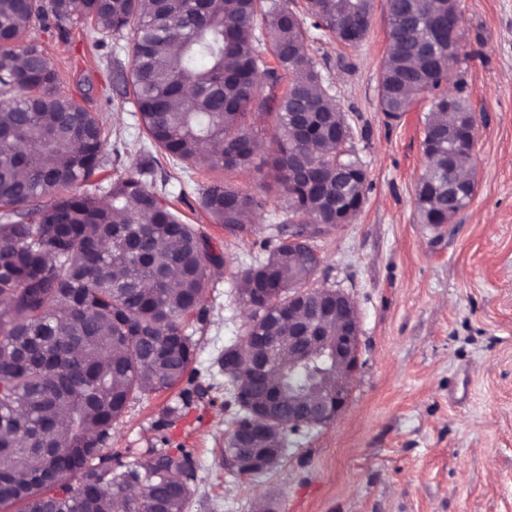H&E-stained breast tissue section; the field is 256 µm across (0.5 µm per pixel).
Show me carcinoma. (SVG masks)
Instances as JSON below:
<instances>
[{
    "instance_id": "1",
    "label": "carcinoma",
    "mask_w": 512,
    "mask_h": 512,
    "mask_svg": "<svg viewBox=\"0 0 512 512\" xmlns=\"http://www.w3.org/2000/svg\"><path fill=\"white\" fill-rule=\"evenodd\" d=\"M458 0H386L388 44L379 106L398 120L431 96L424 123L427 159L414 203L423 224H446L463 206L444 187L472 171V154L448 165V134L467 125V83L453 101L441 90L448 14ZM371 0H0V510L185 512L197 464L184 448L154 449L141 461L105 454L112 425L145 391L179 385L195 356L190 322L204 321L207 265L223 262L209 239L166 196L147 185L159 154L186 171L251 163V117L274 102L279 131L266 191L283 198L288 223L311 240L364 203L366 178L353 166L345 115L309 53L315 29L345 46L369 30ZM94 23L99 42L125 33L132 60L112 57L139 114L146 151L138 175L109 183L110 203L62 189L105 168L102 120L60 91V77L35 41L36 26ZM291 81L282 95L280 79ZM220 145V151L213 146ZM216 224L241 231L263 202L214 180L198 198ZM235 273L237 299L253 308L245 330L248 366L219 365L237 407L223 451L232 474L277 468L288 437L312 424L288 404L336 388L323 359L295 362L288 346V296L306 287L322 259L311 244L283 243ZM276 375L271 385L257 370ZM207 394L197 385L167 406L175 420ZM264 418L253 439L243 429ZM74 478L77 485L67 480Z\"/></svg>"
}]
</instances>
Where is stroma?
<instances>
[{
	"label": "stroma",
	"instance_id": "obj_1",
	"mask_svg": "<svg viewBox=\"0 0 512 512\" xmlns=\"http://www.w3.org/2000/svg\"><path fill=\"white\" fill-rule=\"evenodd\" d=\"M464 54L458 71L478 115L475 194L448 224L418 220L416 183L426 157L428 97L401 119L378 104L386 51V0H372L371 26L346 47L312 32L310 54L349 127L348 148L367 176L364 204L348 223L311 244L323 264L313 279L345 291L360 321L357 369L337 419L290 436L272 472L233 477L221 461L236 407L216 363L241 342L250 315L227 269L211 268L207 313L196 323L188 379L208 386L175 424L165 409L177 390L139 394L112 427L110 446L130 460L153 448H184L197 462L186 512H512V0H460ZM31 39L56 66L65 93L85 96L104 127L108 165L97 187L72 194L106 198L112 179L136 173L142 130L111 56L131 61V38L94 43L90 26L67 40L33 27ZM250 165L220 172L225 184L263 197L248 232L187 212L215 253L235 266L258 264L281 238L283 203L263 192L276 149L273 113H256ZM210 172L175 176L161 163L147 183L194 202Z\"/></svg>",
	"mask_w": 512,
	"mask_h": 512
}]
</instances>
